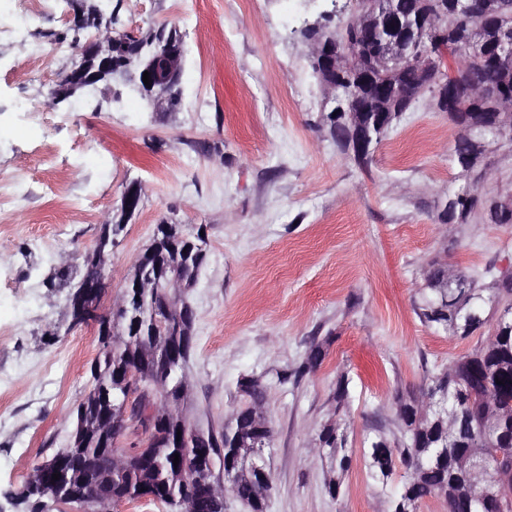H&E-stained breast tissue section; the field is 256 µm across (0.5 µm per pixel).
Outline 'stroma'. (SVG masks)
<instances>
[{
  "label": "stroma",
  "instance_id": "35a3bbf8",
  "mask_svg": "<svg viewBox=\"0 0 512 512\" xmlns=\"http://www.w3.org/2000/svg\"><path fill=\"white\" fill-rule=\"evenodd\" d=\"M352 0H112L115 27L168 23L185 45L182 106L157 112L129 85L48 97L61 55L40 75L0 39V182L29 193L0 202V512L38 461L66 447L70 412L88 385L96 329L70 327L63 268H78L126 185L138 210L114 237L104 300L152 242L160 221L206 227L208 256L186 296L195 310L187 417L219 432L241 378L259 379L273 431L274 489L266 512H385L405 475L387 484L363 455L375 435L401 436L397 398L417 396L485 340L425 323L424 272L453 266L477 287L486 265L512 270V224L444 226L438 216L462 182L451 161L456 127L419 96L365 164L322 121L327 95L302 29L339 24ZM68 0H47L30 39L53 45L69 28ZM52 154L55 168L41 158ZM478 187L512 200V144L493 145ZM326 352L295 377L311 343ZM349 396L336 407L340 376ZM339 414L352 451L338 498L312 439Z\"/></svg>",
  "mask_w": 512,
  "mask_h": 512
}]
</instances>
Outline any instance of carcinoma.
Returning a JSON list of instances; mask_svg holds the SVG:
<instances>
[{
    "mask_svg": "<svg viewBox=\"0 0 512 512\" xmlns=\"http://www.w3.org/2000/svg\"><path fill=\"white\" fill-rule=\"evenodd\" d=\"M350 20L332 31L309 27L303 38L321 47L328 38L352 55L351 65L336 77L331 98L336 113H327L330 127L349 120L342 110L345 102L360 98L364 110L383 112L386 125L377 132L370 149H375L400 115L422 93L431 91V80L438 77L428 66L442 65V59L456 43H469L475 54L455 59L462 88L467 94L454 100L453 108L465 111L483 100L489 89L506 86L512 93V68L479 63L483 52L502 54L501 29L512 26V0H493V19L481 20L467 12L443 14L441 0H354ZM71 6L81 11L85 28L99 29L100 11L110 4L106 0H72ZM393 11L406 28V49L397 62L390 61L379 48L385 33L373 32L367 21ZM476 133L457 128L452 161L467 178L479 167ZM476 184L467 182L448 194V213L458 224L479 219L489 224H512V215L501 214L492 219L478 206ZM118 224L111 219L101 226L94 249L81 254L82 275L97 274L100 257L112 250V236ZM183 224L156 225L152 244L129 268L121 287V302L128 303L130 314L112 329L108 340H98L95 357L89 363L88 391L74 406L71 416L73 439L59 452L74 454L77 476L83 478L85 492L92 495L105 470H112V503L131 501L146 489L153 500L182 512L199 492L198 479L204 470L196 467L191 448H178L166 438L151 436L142 444L130 443L126 448H112L117 441L135 434L134 418H123V382L128 373L136 371L148 378L154 390L153 408L156 416L173 422L179 420L190 390L186 372L190 355L175 361L168 356L169 340L189 331L181 326L176 311L164 310L166 302L177 297L185 305V293L193 287L199 267L205 258L191 252L183 238ZM190 252L188 261L182 251ZM428 284L435 297L425 302L422 316L438 328L451 330L467 338L487 323L492 329L486 340L469 354L448 367V372L434 380L423 399L397 398V415L401 439L391 443L378 434L364 449L372 477L384 484L402 465L407 476L399 493L390 501L386 512H413L416 505L441 491L448 512H512V480L502 485L500 497L480 505L468 493L481 484L483 471L478 456L483 447L478 433L461 431L451 425L453 416L464 419L472 427L486 425L499 448H512V323L491 322L487 306L512 298V281L493 279L494 288L484 296L463 276H455L448 266L434 263L427 272ZM324 359L322 345L309 347L297 374L316 368ZM243 400L233 408L229 424L216 436L211 468L228 476L224 491L232 493L248 512H265L266 500L273 490V476L260 478L252 470H244L240 460L257 448L273 447V433L268 423L265 393L259 381H239ZM318 454L329 459L330 470L325 479L328 495L335 499L340 493V477L348 471L351 455L339 424L324 423L314 437ZM179 461H174V455ZM20 504L26 512H66L59 507L48 476L32 480L22 489Z\"/></svg>",
    "mask_w": 512,
    "mask_h": 512,
    "instance_id": "cac0c4a2",
    "label": "carcinoma"
}]
</instances>
